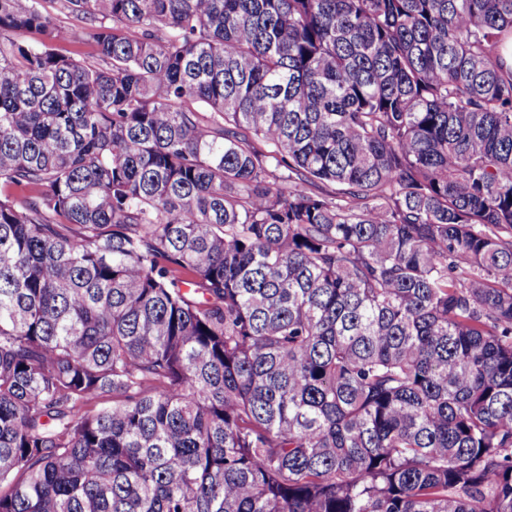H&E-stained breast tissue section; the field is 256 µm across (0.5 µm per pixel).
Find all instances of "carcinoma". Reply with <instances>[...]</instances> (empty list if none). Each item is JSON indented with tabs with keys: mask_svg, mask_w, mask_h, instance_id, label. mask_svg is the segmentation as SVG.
<instances>
[{
	"mask_svg": "<svg viewBox=\"0 0 512 512\" xmlns=\"http://www.w3.org/2000/svg\"><path fill=\"white\" fill-rule=\"evenodd\" d=\"M44 2L0 512H512V0Z\"/></svg>",
	"mask_w": 512,
	"mask_h": 512,
	"instance_id": "cac0c4a2",
	"label": "carcinoma"
}]
</instances>
